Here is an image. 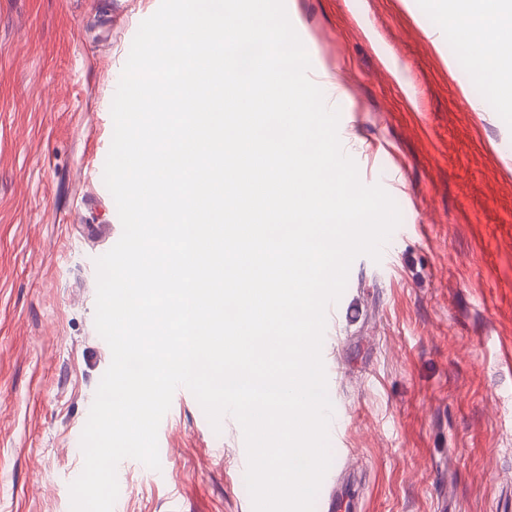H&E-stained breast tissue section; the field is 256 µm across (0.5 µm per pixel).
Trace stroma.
<instances>
[{
    "label": "stroma",
    "instance_id": "stroma-1",
    "mask_svg": "<svg viewBox=\"0 0 512 512\" xmlns=\"http://www.w3.org/2000/svg\"><path fill=\"white\" fill-rule=\"evenodd\" d=\"M160 0H0V512H70L72 448L111 351L95 260L128 46ZM363 184L407 226L366 256L322 346L341 512H497L512 489V98L479 92L431 0H285ZM242 429L173 397L163 479L126 459L124 512H250Z\"/></svg>",
    "mask_w": 512,
    "mask_h": 512
}]
</instances>
